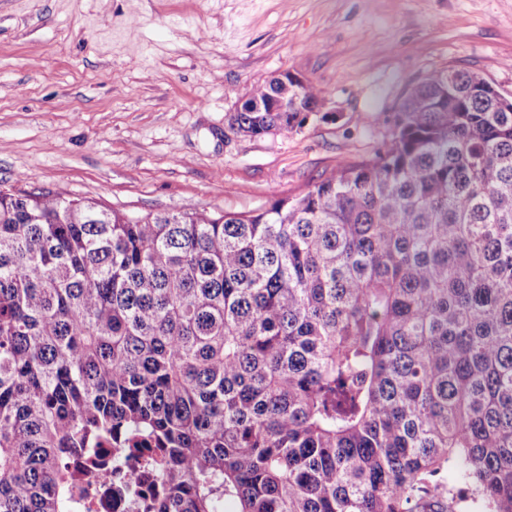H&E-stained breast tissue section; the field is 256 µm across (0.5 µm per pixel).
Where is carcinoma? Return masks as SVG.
I'll list each match as a JSON object with an SVG mask.
<instances>
[{"label": "carcinoma", "instance_id": "carcinoma-1", "mask_svg": "<svg viewBox=\"0 0 512 512\" xmlns=\"http://www.w3.org/2000/svg\"><path fill=\"white\" fill-rule=\"evenodd\" d=\"M288 75L228 116L292 132ZM408 86L388 141L255 214L132 219L0 190V512H76L66 467L150 448L148 512H512V104Z\"/></svg>", "mask_w": 512, "mask_h": 512}]
</instances>
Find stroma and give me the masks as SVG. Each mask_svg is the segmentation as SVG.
Instances as JSON below:
<instances>
[{
  "instance_id": "stroma-1",
  "label": "stroma",
  "mask_w": 512,
  "mask_h": 512,
  "mask_svg": "<svg viewBox=\"0 0 512 512\" xmlns=\"http://www.w3.org/2000/svg\"><path fill=\"white\" fill-rule=\"evenodd\" d=\"M451 68L512 95V0H0V190L265 209L368 159L407 85ZM285 71L322 91L304 126L231 130Z\"/></svg>"
}]
</instances>
